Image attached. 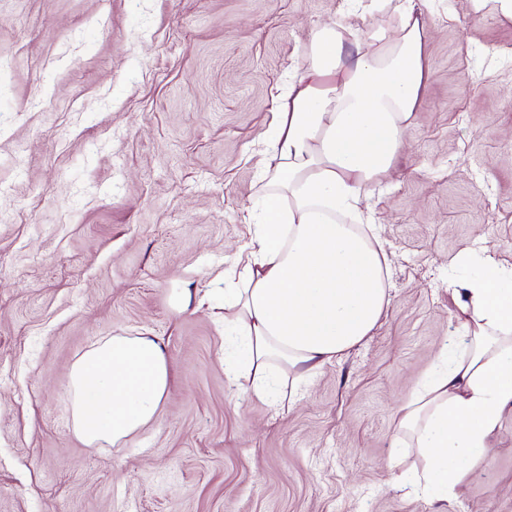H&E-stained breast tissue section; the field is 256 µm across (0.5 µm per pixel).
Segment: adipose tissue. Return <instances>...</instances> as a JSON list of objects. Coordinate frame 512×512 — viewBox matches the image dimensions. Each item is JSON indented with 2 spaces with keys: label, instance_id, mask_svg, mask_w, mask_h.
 <instances>
[{
  "label": "adipose tissue",
  "instance_id": "ef3b65f1",
  "mask_svg": "<svg viewBox=\"0 0 512 512\" xmlns=\"http://www.w3.org/2000/svg\"><path fill=\"white\" fill-rule=\"evenodd\" d=\"M373 25L339 14L320 25L258 142L268 180L245 208L248 242L224 266V374L233 394L271 407L364 342L390 299L378 235L361 208L404 149L431 72L430 25L417 0H373ZM476 267L451 282L458 335L397 414V446L425 462L415 486L456 497L512 415V265L466 247ZM169 385L163 343L114 336L71 367L74 433L118 446L155 418Z\"/></svg>",
  "mask_w": 512,
  "mask_h": 512
}]
</instances>
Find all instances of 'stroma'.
Returning a JSON list of instances; mask_svg holds the SVG:
<instances>
[{
	"mask_svg": "<svg viewBox=\"0 0 512 512\" xmlns=\"http://www.w3.org/2000/svg\"><path fill=\"white\" fill-rule=\"evenodd\" d=\"M345 0H0V512H432L396 418L456 335L449 261L512 263V20L434 0L431 78L367 201L390 304L280 410L224 377L221 275L257 137ZM210 290L204 307L178 300ZM149 335L170 383L121 446L73 432L69 375ZM447 512H512V415Z\"/></svg>",
	"mask_w": 512,
	"mask_h": 512,
	"instance_id": "stroma-1",
	"label": "stroma"
}]
</instances>
